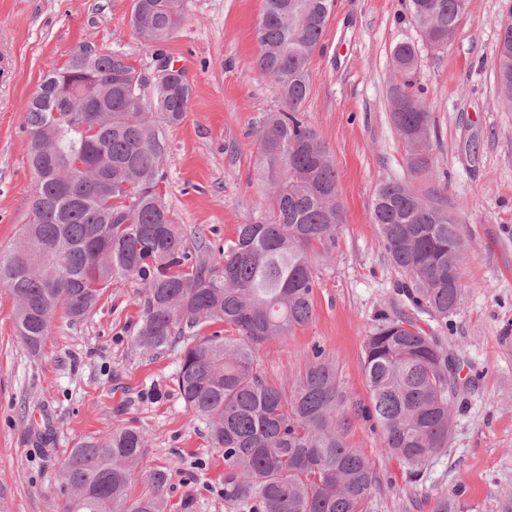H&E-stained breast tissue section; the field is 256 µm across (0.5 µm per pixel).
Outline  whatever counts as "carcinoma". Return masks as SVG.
I'll use <instances>...</instances> for the list:
<instances>
[{"label": "carcinoma", "mask_w": 512, "mask_h": 512, "mask_svg": "<svg viewBox=\"0 0 512 512\" xmlns=\"http://www.w3.org/2000/svg\"><path fill=\"white\" fill-rule=\"evenodd\" d=\"M334 2L263 0L254 63L278 83L283 102L267 113L253 144L270 216L238 225L222 246L200 241L195 255L163 203V137L146 120L145 79L125 53L70 55L23 104L37 188L30 222L16 246L0 252V288L13 299L18 336L36 354L58 308L83 320L112 282L137 281L143 313L132 343L151 353L183 344L175 384L224 455L227 491L248 512H359L378 483L372 462L345 441L350 421L339 416L336 367L322 349L314 348L289 390L266 381L256 362L262 345L311 319L313 257L336 247L342 224L335 168L301 116L310 61ZM465 7L466 0H409L434 49L448 47ZM505 17L493 63L500 94L512 103V0ZM181 19L182 0H133L131 22L146 46L168 43ZM392 59L399 77L392 121L417 173L429 152L413 139L429 127L415 89L419 58L412 43L400 42ZM88 80L90 109L66 111L59 88L81 92ZM191 95L172 73L154 86L151 101L176 125ZM372 223L408 277L414 306L448 321L463 297L464 237L455 213L393 180L374 193ZM219 323L234 335L202 332ZM363 368L370 404L361 417L380 431L387 454L418 470L448 448L458 393L454 360L439 337L409 319L387 318L365 340ZM145 455L143 433L124 425L78 442L64 469V512H167L164 471L150 473L149 493L128 495ZM463 494L457 488L436 512H466Z\"/></svg>", "instance_id": "obj_1"}]
</instances>
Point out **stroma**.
Wrapping results in <instances>:
<instances>
[{
	"label": "stroma",
	"mask_w": 512,
	"mask_h": 512,
	"mask_svg": "<svg viewBox=\"0 0 512 512\" xmlns=\"http://www.w3.org/2000/svg\"><path fill=\"white\" fill-rule=\"evenodd\" d=\"M503 6L467 0L453 41L435 50L411 20L408 0H336L311 60L303 118L336 169L343 223L331 257L315 265L311 320L263 345L257 361L268 382L289 387L313 346L334 360L339 412L352 420L347 444L379 478L362 512H434L460 484L476 512H500L501 497L512 494V104L500 96L492 66ZM183 9L164 53L183 70L191 104L177 126L156 112L148 119L166 141L163 200L192 249L203 239L224 244L238 225L266 216L250 134L281 98L253 64L262 0H183ZM131 11L132 0H0V252L15 246L30 220L35 178L22 106L41 77L88 44L125 52L153 78L155 51L135 37ZM402 41L418 51L416 84L430 111L432 161L419 175L390 118L392 52ZM389 180L447 205L465 240L460 309L443 328L419 320L460 360L451 442L419 479L357 415L369 402L365 337L382 318L412 313L399 293L407 277L372 222L374 192ZM139 291L134 280H118L85 320L73 324L57 312L34 355L0 288V512H62L71 448L119 424L139 428L147 441L131 496L148 492V472L164 470L169 512H244L224 495L222 453L176 390L179 349L149 354L131 343Z\"/></svg>",
	"instance_id": "1"
}]
</instances>
